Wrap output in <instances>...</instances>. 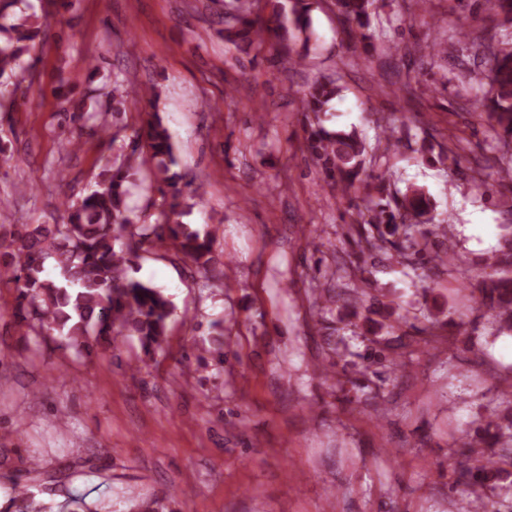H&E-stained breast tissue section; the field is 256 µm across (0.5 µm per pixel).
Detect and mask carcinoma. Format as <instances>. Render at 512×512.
<instances>
[{
  "label": "carcinoma",
  "mask_w": 512,
  "mask_h": 512,
  "mask_svg": "<svg viewBox=\"0 0 512 512\" xmlns=\"http://www.w3.org/2000/svg\"><path fill=\"white\" fill-rule=\"evenodd\" d=\"M272 15L257 18V0H229L224 4V39L236 50L249 53L267 45L286 49L285 59L300 65L307 57L311 40V3L293 0L286 10L281 0H269ZM374 0H333L336 14L349 38L370 46L375 40ZM502 25L512 28V0H491ZM42 32V23L25 11L24 0H0V77L14 70L22 56L31 52ZM489 86L482 109L498 136L512 139V47L493 53V62L483 76ZM108 94L135 107L152 108L136 132L131 152L114 161L100 173L99 189L81 199L62 202L59 224H23L6 245L10 261L0 266V281L15 283L18 295L11 317L26 328L25 335L35 337L58 333L62 345L77 354L89 349L91 342L111 348L117 336H135L145 354L152 355L166 344L168 321L173 302L158 288L129 276L133 259L146 244L170 243L198 269L208 271L212 240L181 221L192 205L186 202L183 175L176 170L178 161L168 129L153 111L159 97L155 87H139L112 80ZM341 94L334 81H315L300 92L301 111L319 117ZM306 149L321 165L325 176L350 189L362 183L367 154L365 139L352 129L328 131L309 123ZM150 154L160 177L159 191L169 200L161 224H136L130 218L127 203L130 187L138 174V152ZM389 178L378 177L375 189L381 194L376 213L367 224H353L358 248L356 271L366 272L368 260L378 253H394L398 263L415 267L414 260L443 264L448 259V230H424L410 222L409 216H422L429 203L421 194L401 200L387 192ZM506 251L490 257L489 267L478 288L480 305L500 329L512 332V224L506 225ZM52 261L54 275L46 274V262ZM374 311H353L362 321L363 335L371 336L363 356V373L374 365H383L391 374L396 363L405 362L414 353L413 346L439 339L440 321L428 315L429 326L411 337L408 345L392 346L382 338L396 323L408 318L397 315L378 321ZM507 408L491 412V445L498 453L487 457L478 447L461 442L453 444L465 458L460 483L486 487L492 480L512 477V392L504 400ZM25 512H49L50 506L37 498L29 486L15 488Z\"/></svg>",
  "instance_id": "obj_1"
}]
</instances>
